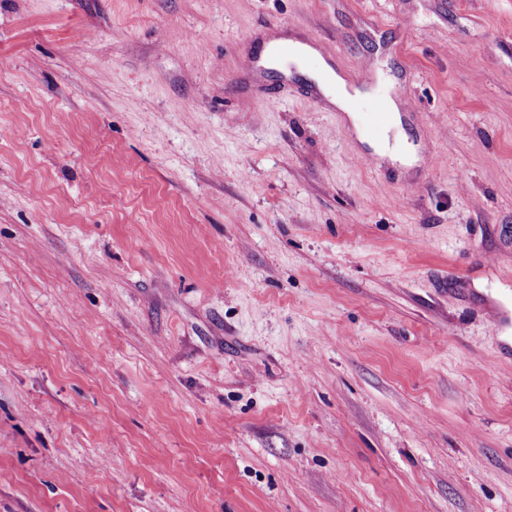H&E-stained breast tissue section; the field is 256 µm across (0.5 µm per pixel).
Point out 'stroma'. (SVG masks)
<instances>
[{"instance_id": "35a3bbf8", "label": "stroma", "mask_w": 512, "mask_h": 512, "mask_svg": "<svg viewBox=\"0 0 512 512\" xmlns=\"http://www.w3.org/2000/svg\"><path fill=\"white\" fill-rule=\"evenodd\" d=\"M501 298L512 0H0V512H512ZM318 78L323 85L325 93L332 98L344 111L349 112V105L354 97L360 94L353 89V94L347 88L346 81L342 79L328 64L323 63ZM390 133H393V144H391ZM400 140L401 131L399 118L397 116H393L391 123L384 129L383 133L380 135V137L374 144V149L380 154L395 156V158L400 160L401 162H407L410 160L409 156L399 155L404 150H407H401L399 148Z\"/></svg>"}]
</instances>
